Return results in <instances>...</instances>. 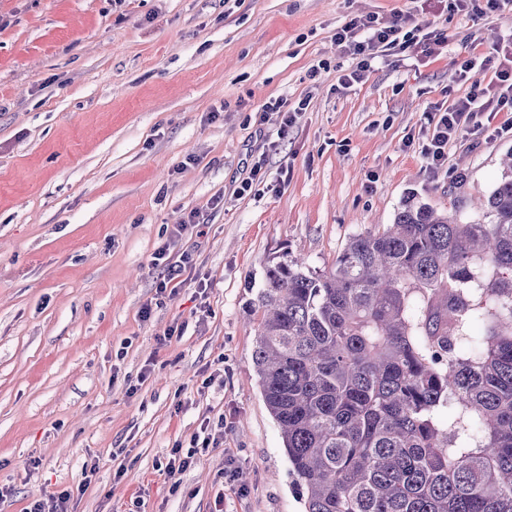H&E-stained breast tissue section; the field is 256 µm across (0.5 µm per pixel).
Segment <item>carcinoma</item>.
Masks as SVG:
<instances>
[{
	"label": "carcinoma",
	"instance_id": "obj_1",
	"mask_svg": "<svg viewBox=\"0 0 512 512\" xmlns=\"http://www.w3.org/2000/svg\"><path fill=\"white\" fill-rule=\"evenodd\" d=\"M478 203L410 196L330 267L284 253L248 286L304 512H512V159Z\"/></svg>",
	"mask_w": 512,
	"mask_h": 512
}]
</instances>
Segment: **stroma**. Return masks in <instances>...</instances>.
Segmentation results:
<instances>
[{
    "label": "stroma",
    "instance_id": "1",
    "mask_svg": "<svg viewBox=\"0 0 512 512\" xmlns=\"http://www.w3.org/2000/svg\"><path fill=\"white\" fill-rule=\"evenodd\" d=\"M366 14L424 21L430 51L345 87L335 34ZM510 33L512 4L474 20L452 0H0V512L63 489L71 512H302L246 283L284 251L330 266L411 194L473 217L512 110L478 113L437 173L421 150L471 89L461 61ZM305 97L288 128L261 122ZM193 210L202 235L171 250L192 279L158 296L151 256ZM209 423L223 442L169 478ZM309 101L310 100H308L307 98L300 99L297 105L292 110H290V103L288 104L287 99H275L273 102H269L263 107L262 121H269L270 114H277L278 117H281V128L285 129L289 125V123L292 122L293 117H295V114L302 112L308 107ZM196 448H188L184 450L182 447L172 448L170 457L165 466V471L170 477L176 476L178 473L185 471L192 466L196 460Z\"/></svg>",
    "mask_w": 512,
    "mask_h": 512
}]
</instances>
